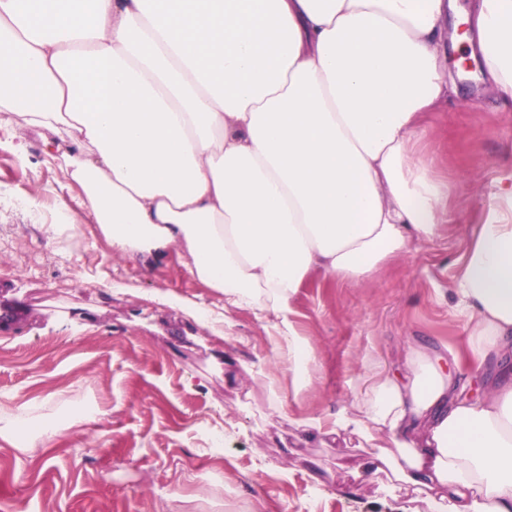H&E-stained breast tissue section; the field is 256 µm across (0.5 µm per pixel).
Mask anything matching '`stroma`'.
Listing matches in <instances>:
<instances>
[{"mask_svg":"<svg viewBox=\"0 0 512 512\" xmlns=\"http://www.w3.org/2000/svg\"><path fill=\"white\" fill-rule=\"evenodd\" d=\"M448 59L456 92L417 145L452 188L448 220L360 284L309 275L290 319L318 369L299 392L269 343L274 315L225 311L179 249L115 254L85 211L64 209L80 189L44 155L46 131L0 112V408L70 419L50 448L0 442V512H430L367 471L389 435L322 442L295 422L352 411L373 367L404 372L416 349L463 391L493 368L460 361L468 331L450 288L480 202L512 163V95L480 79L467 42ZM195 308L225 312L226 338ZM218 429L224 445L210 447Z\"/></svg>","mask_w":512,"mask_h":512,"instance_id":"obj_1","label":"stroma"}]
</instances>
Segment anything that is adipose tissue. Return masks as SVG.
Masks as SVG:
<instances>
[{
	"instance_id": "1",
	"label": "adipose tissue",
	"mask_w": 512,
	"mask_h": 512,
	"mask_svg": "<svg viewBox=\"0 0 512 512\" xmlns=\"http://www.w3.org/2000/svg\"><path fill=\"white\" fill-rule=\"evenodd\" d=\"M455 0H0V111L44 128L47 156L79 186L114 253L176 246L228 309L279 319L271 342L310 382L290 302L312 271L358 283L429 241L449 189L416 157L447 102ZM482 72L512 90V0H478ZM476 360L502 381L455 400L439 362L367 379L353 412L303 431L367 440L435 512H512V169L480 208L453 284ZM62 417L0 412V442L47 448Z\"/></svg>"
}]
</instances>
